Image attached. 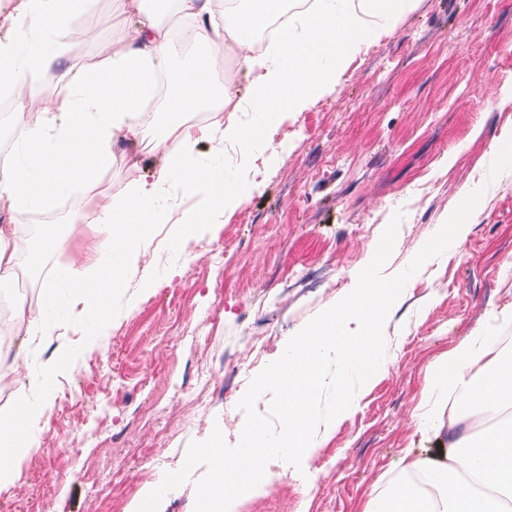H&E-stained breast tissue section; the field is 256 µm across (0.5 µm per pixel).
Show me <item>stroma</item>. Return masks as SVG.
Returning <instances> with one entry per match:
<instances>
[{
	"mask_svg": "<svg viewBox=\"0 0 512 512\" xmlns=\"http://www.w3.org/2000/svg\"><path fill=\"white\" fill-rule=\"evenodd\" d=\"M79 48L39 73L36 99L66 92L62 73L96 62L133 20L94 0ZM512 0H413L384 33L367 35L339 82L292 112L227 177L242 199L196 238L158 225L130 266L111 321L90 345L67 290L33 369L57 385L35 428L39 452L0 486V512H135L150 486L182 467L213 426L236 444L238 403L279 359L282 343L356 286L394 212H402L384 276L404 270L461 202L485 192L467 235L407 282L384 324L386 355L358 406L301 467L268 464L271 485L235 512H366L405 454L441 459L445 434L421 435L428 367L464 337L512 336L495 314L512 303V170L489 180L496 145L512 137ZM66 202L29 212L21 228L61 239L29 303L69 263L82 227ZM259 323L263 344H230Z\"/></svg>",
	"mask_w": 512,
	"mask_h": 512,
	"instance_id": "35a3bbf8",
	"label": "stroma"
}]
</instances>
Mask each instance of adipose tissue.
Masks as SVG:
<instances>
[{
  "mask_svg": "<svg viewBox=\"0 0 512 512\" xmlns=\"http://www.w3.org/2000/svg\"><path fill=\"white\" fill-rule=\"evenodd\" d=\"M280 2L237 0L219 33L211 26L214 0H113L116 11L136 17V26L100 64L65 71L68 90L55 95L49 112L31 111L25 92L35 73L66 57L80 34L71 18L90 13L92 0H15L13 11L0 17V86L15 90V121L23 131L18 161L0 167V210L11 216L0 224V284L18 269L37 271L56 247L53 236L19 233L16 220L29 209L77 187L83 198L73 204V221L97 228L78 242L77 266L56 271L38 306L17 298L25 336L36 339L54 321L60 285L79 305L88 331L106 325L125 286L113 275L112 254L139 262L156 225L173 221L177 238L193 237L239 197L237 181L225 178L223 166L197 162L198 146L207 141L220 152L228 144L250 145L258 128L220 118L187 121L194 112L220 115L232 102L234 74L215 67L225 46L252 77V110L272 125L335 85L369 23L387 27L412 0H343L340 8L329 0L305 12L299 27L281 30L278 52L255 54L254 35ZM165 14L187 22L185 37L199 49L187 66L168 62V33L160 23ZM22 32L36 34V41L20 47ZM127 142L143 144L159 159L156 174L100 189ZM180 193L200 194L204 203L174 215L170 201ZM33 384L0 416V484L13 479L16 459L39 447L32 425L56 386L54 370L43 369ZM423 408L421 432L448 434L444 461H407L368 512H512V362L503 359L496 337H467L433 365Z\"/></svg>",
  "mask_w": 512,
  "mask_h": 512,
  "instance_id": "1",
  "label": "adipose tissue"
}]
</instances>
